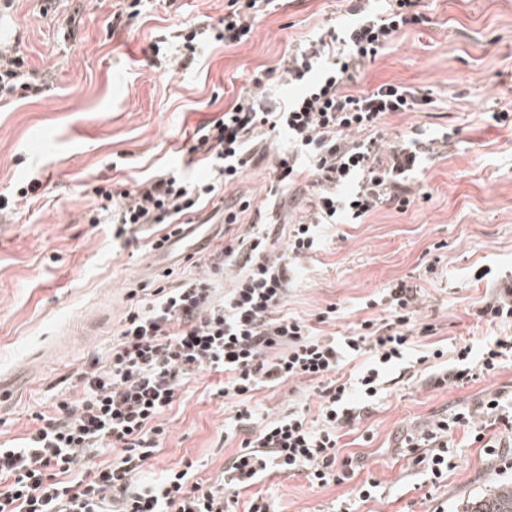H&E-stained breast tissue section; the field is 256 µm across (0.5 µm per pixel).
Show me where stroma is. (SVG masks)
Segmentation results:
<instances>
[{
	"instance_id": "obj_1",
	"label": "stroma",
	"mask_w": 512,
	"mask_h": 512,
	"mask_svg": "<svg viewBox=\"0 0 512 512\" xmlns=\"http://www.w3.org/2000/svg\"><path fill=\"white\" fill-rule=\"evenodd\" d=\"M231 0H13L0 10V50L23 58L40 91L0 99V379L12 390L0 410V443L25 436L36 414L78 400L77 374L106 359L137 288L163 285L149 231L122 239L108 224L89 223L103 202L94 188L108 178L133 188L152 174L175 171L206 178V162L191 154L195 130L222 115L259 70L271 103L294 95L279 71L289 46L327 27L350 23L343 0H277L247 42L227 47L207 39L188 53L184 25L221 30ZM425 23L408 27L366 69L354 91L383 83L421 89L430 102L386 118L389 136L449 135L420 181L423 193L406 211L383 206L359 224L329 229L323 245L301 263L288 310L322 336L349 333L379 316L368 302L404 280L420 294L421 319L433 325L422 346L437 344L455 359L457 347L480 348L512 324H487L475 313L512 278V0H419ZM122 22H114L116 11ZM280 138L258 150L240 179L207 205L210 223L237 217L230 235L269 224L278 248L290 225L312 209L306 180L278 197L267 195L280 156ZM36 190L19 197L28 182ZM336 320L319 322L328 304ZM367 417L341 429L343 453L364 456L360 479L379 482L373 501L357 512H426L434 496L445 512H462L467 498L512 470L463 432H456L455 468L439 489L421 466L403 456L401 440L435 418L475 408L490 394L512 391V365L459 385L434 387L388 372ZM224 376L204 372L186 383L158 422L165 440L152 459L153 475L193 463L195 480H212L237 451L224 426L235 406L218 394ZM312 382L290 380L255 392L253 427L305 406L317 416ZM260 488L276 512H335L351 484L314 488L305 477L272 474Z\"/></svg>"
}]
</instances>
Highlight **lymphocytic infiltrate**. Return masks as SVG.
<instances>
[{"instance_id": "1", "label": "lymphocytic infiltrate", "mask_w": 512, "mask_h": 512, "mask_svg": "<svg viewBox=\"0 0 512 512\" xmlns=\"http://www.w3.org/2000/svg\"><path fill=\"white\" fill-rule=\"evenodd\" d=\"M347 2L352 26L327 29L283 57L280 69L289 84L302 86L300 95L271 106L261 93L263 80L253 78L220 118L196 131L190 151L209 164L208 179L164 173L117 193L95 187L105 200L122 199L110 211L115 237L156 224L174 236L178 221L240 178L260 143L283 134L291 152L279 159L270 191L279 193L301 160L317 203L306 221L289 228L284 252H275L261 231L230 237L210 253L205 275L182 276L155 289L151 299L136 300L108 363L80 373L81 399L37 415V427L21 445L0 443V512H274L255 490L269 472L305 476L315 488L347 483L359 472L358 457L341 455L338 431L367 416L388 368L430 332L418 320V291L403 281L385 288L378 301L382 318L361 320L339 340L315 334L306 319L283 309L299 263L318 249L320 227L363 219L384 204L407 210L415 194L407 177L423 169L435 146L401 136L386 143L375 133L388 114L427 104L421 90L393 83L352 90L402 30L422 22L416 0H388L381 13L369 12L364 0ZM271 3L233 0L224 16L225 45L247 41ZM227 269L233 284L223 292L217 280ZM364 354L369 364L345 378L346 362ZM206 371L227 374L220 396L243 403L260 388L290 379L314 382L318 417L312 422L306 409L293 410L242 439L238 426L251 418L243 406L235 426L224 431L225 441L239 440V449L213 483L196 481L189 468L147 478L165 434L157 418L185 382ZM477 413L504 427V436L480 431L475 438L499 469L512 470V400L495 393L476 410L439 418L403 439L433 486L453 467L454 432L468 428ZM107 449L114 452L110 462L73 479L78 465Z\"/></svg>"}]
</instances>
